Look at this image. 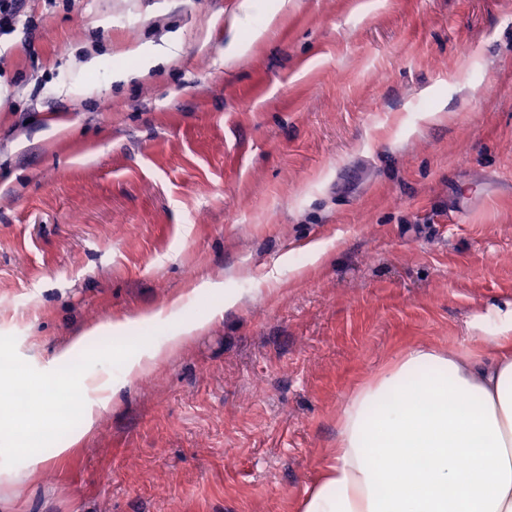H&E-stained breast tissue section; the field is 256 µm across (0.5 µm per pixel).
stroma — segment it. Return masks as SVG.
Listing matches in <instances>:
<instances>
[{
	"instance_id": "35a3bbf8",
	"label": "stroma",
	"mask_w": 512,
	"mask_h": 512,
	"mask_svg": "<svg viewBox=\"0 0 512 512\" xmlns=\"http://www.w3.org/2000/svg\"><path fill=\"white\" fill-rule=\"evenodd\" d=\"M242 2L30 0L0 36V361L239 297L50 432L11 512H298L357 387L512 310V0Z\"/></svg>"
}]
</instances>
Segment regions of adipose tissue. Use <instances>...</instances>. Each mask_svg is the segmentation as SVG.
Here are the masks:
<instances>
[{"label":"adipose tissue","mask_w":512,"mask_h":512,"mask_svg":"<svg viewBox=\"0 0 512 512\" xmlns=\"http://www.w3.org/2000/svg\"><path fill=\"white\" fill-rule=\"evenodd\" d=\"M175 306L179 315L167 326L156 314L138 317L140 326H164V337L129 348L121 377L113 376L108 354L98 370L73 368L103 337L128 333L129 321L110 320L71 337L49 369L27 382L29 415L0 397L1 487L44 463L40 441L67 420L59 396L76 395L79 432L87 434L127 379L201 330L186 302ZM483 342L485 356L412 348L358 388L300 512H512V326Z\"/></svg>","instance_id":"adipose-tissue-1"}]
</instances>
